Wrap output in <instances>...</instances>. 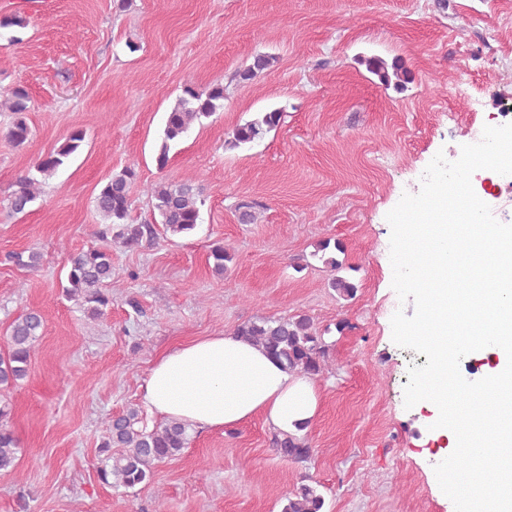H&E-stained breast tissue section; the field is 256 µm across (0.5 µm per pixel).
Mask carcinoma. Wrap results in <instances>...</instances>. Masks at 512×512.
<instances>
[{
  "label": "carcinoma",
  "mask_w": 512,
  "mask_h": 512,
  "mask_svg": "<svg viewBox=\"0 0 512 512\" xmlns=\"http://www.w3.org/2000/svg\"><path fill=\"white\" fill-rule=\"evenodd\" d=\"M275 57L257 55L252 64L239 69L234 79L239 83H251L270 69ZM366 67L377 76L380 84L389 86L409 80V71L402 59L387 63L380 58H369ZM30 97L22 85L12 88L10 96L0 101V106L12 112L13 120L5 132L6 138L16 147L23 146L33 135L27 121ZM224 108V85L206 87L186 85L176 103L166 114L161 144L156 157L159 168L169 161L171 147L182 141L196 123L212 117ZM284 122V112L273 109L237 125L228 145L232 148L249 147ZM84 139L82 130L72 131L57 149L40 157L29 169L19 175L6 197L8 208L15 214L27 212L41 193V186L62 167ZM136 178L132 168H125L102 186L94 197V208L103 221L113 230V242L128 248L139 249L154 245L157 238L155 225L172 236H185L201 222V207L205 203L201 186L192 179L161 181L151 191L154 222L129 223L133 201L131 185ZM212 269L222 275L232 255L217 244L210 250ZM13 262L23 268L35 270L40 266L41 255L35 251L19 252L11 256ZM324 263L338 275L330 286L345 297H352L357 285L339 275L343 264L333 257ZM67 285L63 296L84 307L93 318L104 315L112 304V294L107 290L112 280V250L90 247L72 252L67 258ZM43 318L39 311L30 310L11 326L7 350L0 353V387L10 389L25 379L29 372L31 354L42 335ZM235 335L248 340L291 372L316 376L322 372L327 354L323 336L318 334L313 320L306 314L292 318L255 317L238 326ZM12 407L9 401L0 399V471L14 472L19 463L20 442L9 426ZM190 425L176 421H160L149 428L143 424L140 411L130 407L120 415L104 422L105 436L100 445L102 455L97 473L100 481L115 490H133L153 481L155 468L174 459L188 447ZM273 444L279 453L292 461L308 460L313 449L306 438L295 435L275 434ZM281 512H324L325 499L317 488L302 484L282 495Z\"/></svg>",
  "instance_id": "cac0c4a2"
}]
</instances>
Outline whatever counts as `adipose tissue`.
<instances>
[{"label":"adipose tissue","mask_w":512,"mask_h":512,"mask_svg":"<svg viewBox=\"0 0 512 512\" xmlns=\"http://www.w3.org/2000/svg\"><path fill=\"white\" fill-rule=\"evenodd\" d=\"M141 401L151 414L199 429H230L259 415L285 433L309 426L319 403L313 382L232 334L205 336L162 355Z\"/></svg>","instance_id":"1"}]
</instances>
